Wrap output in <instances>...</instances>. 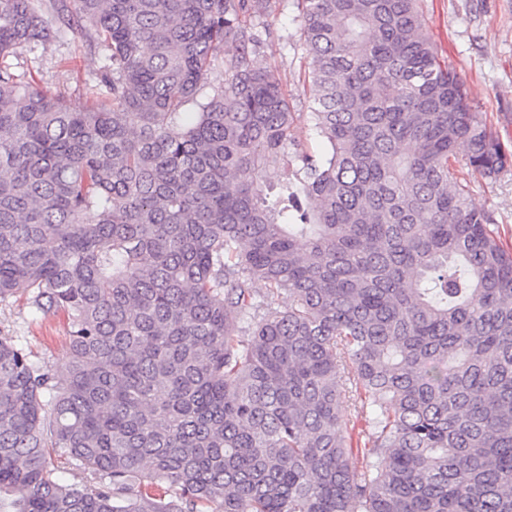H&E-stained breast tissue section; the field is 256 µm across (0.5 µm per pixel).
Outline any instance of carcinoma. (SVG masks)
<instances>
[{
    "mask_svg": "<svg viewBox=\"0 0 512 512\" xmlns=\"http://www.w3.org/2000/svg\"><path fill=\"white\" fill-rule=\"evenodd\" d=\"M269 3L0 0V303L69 337L0 338V512H512V253L459 177L508 158L417 0H298L326 150L288 156ZM66 30L82 111L6 62ZM0 336H13L46 366H61L68 358V326L61 315H43L32 310L25 297L0 304ZM53 468L56 471V476L66 483H79L86 485L89 488L96 486V479L88 471L77 469L71 464L65 456L60 454H53Z\"/></svg>",
    "mask_w": 512,
    "mask_h": 512,
    "instance_id": "obj_1",
    "label": "carcinoma"
}]
</instances>
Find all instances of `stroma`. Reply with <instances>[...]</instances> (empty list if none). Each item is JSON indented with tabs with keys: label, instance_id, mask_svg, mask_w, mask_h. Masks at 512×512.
Returning a JSON list of instances; mask_svg holds the SVG:
<instances>
[{
	"label": "stroma",
	"instance_id": "1",
	"mask_svg": "<svg viewBox=\"0 0 512 512\" xmlns=\"http://www.w3.org/2000/svg\"><path fill=\"white\" fill-rule=\"evenodd\" d=\"M420 12L438 56L460 78L469 100L482 112L509 163L497 178L467 177L469 198L488 210L504 248L512 249V0H420ZM260 44L253 57L259 68L276 69L295 118L299 149L320 153L323 141L308 119L310 103L302 79L307 60L302 49L296 0H271V10L255 23ZM18 68L37 86L60 95L72 108L88 106L104 54L86 33H65L34 54L17 58ZM0 336H11L32 360L59 366L68 358V326L60 315L32 310L17 297L0 304Z\"/></svg>",
	"mask_w": 512,
	"mask_h": 512
}]
</instances>
